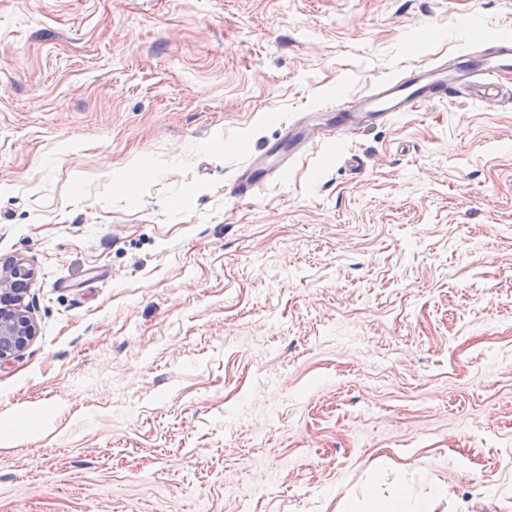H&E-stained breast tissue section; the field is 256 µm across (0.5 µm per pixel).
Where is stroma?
Returning <instances> with one entry per match:
<instances>
[{
    "mask_svg": "<svg viewBox=\"0 0 512 512\" xmlns=\"http://www.w3.org/2000/svg\"><path fill=\"white\" fill-rule=\"evenodd\" d=\"M512 0H0V512H512V78L228 186ZM448 490L435 496L436 484ZM265 171L266 168L258 166L246 177L242 174L237 175L230 183V194L240 202L252 199L261 187L260 179L257 175L261 174L262 176H265ZM32 272L20 258L0 261V359L23 350L36 334L24 305Z\"/></svg>",
    "mask_w": 512,
    "mask_h": 512,
    "instance_id": "1",
    "label": "stroma"
}]
</instances>
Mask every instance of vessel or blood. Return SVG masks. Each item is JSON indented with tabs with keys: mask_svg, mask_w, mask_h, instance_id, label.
Segmentation results:
<instances>
[{
	"mask_svg": "<svg viewBox=\"0 0 512 512\" xmlns=\"http://www.w3.org/2000/svg\"><path fill=\"white\" fill-rule=\"evenodd\" d=\"M512 73V39L503 38L479 50H461L448 61L420 64L399 76L378 81L368 91L336 104V125L320 131L302 130L298 125L282 128L272 152L298 157L313 144L332 138L334 133H351L367 124H387L415 111L424 103L439 101L453 93L471 92L474 101L497 102L499 80ZM261 183L257 175L236 176L231 195L240 202L254 197Z\"/></svg>",
	"mask_w": 512,
	"mask_h": 512,
	"instance_id": "1",
	"label": "vessel or blood"
}]
</instances>
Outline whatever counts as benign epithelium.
I'll return each instance as SVG.
<instances>
[{"mask_svg":"<svg viewBox=\"0 0 512 512\" xmlns=\"http://www.w3.org/2000/svg\"><path fill=\"white\" fill-rule=\"evenodd\" d=\"M32 272L20 258L0 261V359L23 350L36 334L24 305Z\"/></svg>","mask_w":512,"mask_h":512,"instance_id":"benign-epithelium-1","label":"benign epithelium"}]
</instances>
